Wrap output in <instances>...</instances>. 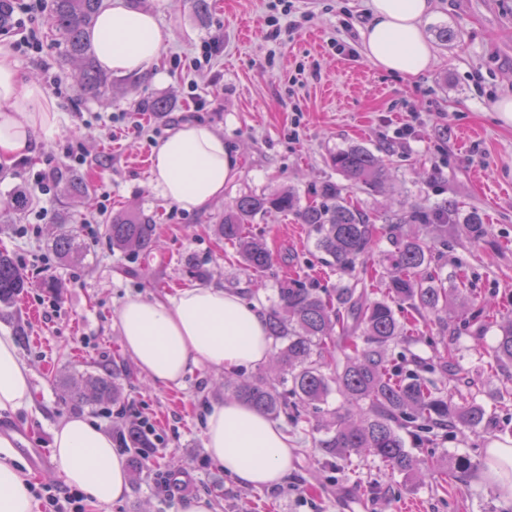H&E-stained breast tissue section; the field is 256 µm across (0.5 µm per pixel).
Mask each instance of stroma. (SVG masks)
<instances>
[{"mask_svg": "<svg viewBox=\"0 0 512 512\" xmlns=\"http://www.w3.org/2000/svg\"><path fill=\"white\" fill-rule=\"evenodd\" d=\"M209 2L201 19L194 0H141V9L172 34L160 61L164 78H113L104 99L80 98L75 67L52 41L47 20L39 22L42 53L16 61L21 76L45 86L60 83L54 99L64 123L59 134L40 140L34 157L11 166L0 181V198L19 185L32 189L44 170L71 168L64 155L70 142L87 156L81 170L91 191L70 204L83 220L81 249L73 258L58 259L50 249L60 222L59 190L35 193L25 216L0 226V250L12 253L34 281L20 304L0 308V333L24 326L27 336L17 346L35 389L31 410L1 413L0 429L21 430L28 446L49 449L51 428L74 413L64 403L66 382L116 360L128 372L123 407H86L82 413L113 434L135 422L153 425L155 448L139 473L130 475L126 499L111 512H178V492L163 486L172 476L210 498L215 512H512L493 477L480 468L487 448L512 443V400L495 403L499 391L512 390V368L482 370L472 338L464 340V358L448 390L495 406L493 425L417 449L438 458L470 455L478 468L462 483L445 491L429 480L407 482L369 459L343 479L324 467L313 432L287 421L283 427L297 445L293 473L284 484L254 489L224 474L204 446L206 410L230 397L223 374L194 371L176 391L152 385L124 352L115 322L128 298L192 286L189 258L208 271L210 282L253 293L261 311L287 278L303 276L314 287L335 290L338 276L322 262L307 225L294 216L272 213L251 224L252 235L278 258L273 272L258 280L216 236L215 226L225 206L245 194L289 188L309 203L323 182L340 181L333 157L352 145L371 149L388 170L381 191L353 194L378 221L450 200L482 215L490 226L484 240H471L463 225L449 227L443 282L454 287L455 265L463 263L499 319L512 318V124L490 109L498 96L512 94V0H433L425 32L436 63L412 80L382 72L364 57L366 0H295L301 25L276 39L269 26L271 0ZM443 28L454 31L452 41L440 40ZM213 35L222 37L223 46L201 76L189 60ZM159 96L171 100L170 112L139 111L140 101ZM188 121L210 124L239 153L237 176L223 198L193 212L169 203L150 185L153 150L169 130ZM122 208L151 215L156 223L155 249L134 263L114 253L102 234L109 213ZM46 278L55 289L42 287ZM470 313L466 299L451 300L447 328L428 327L426 343L414 345V352L429 357L443 350Z\"/></svg>", "mask_w": 512, "mask_h": 512, "instance_id": "35a3bbf8", "label": "stroma"}]
</instances>
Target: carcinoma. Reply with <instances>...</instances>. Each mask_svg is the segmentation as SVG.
<instances>
[{
	"instance_id": "cac0c4a2",
	"label": "carcinoma",
	"mask_w": 512,
	"mask_h": 512,
	"mask_svg": "<svg viewBox=\"0 0 512 512\" xmlns=\"http://www.w3.org/2000/svg\"><path fill=\"white\" fill-rule=\"evenodd\" d=\"M103 0H49L48 23L52 36L63 46L76 66L75 83L83 96L100 98L112 89V78L104 73L94 56L89 31ZM336 170L347 181L323 183L321 202L299 206L291 190L248 194L224 209L218 233L231 245L245 267L262 275L273 266L266 245L247 233L257 216L270 212L291 213L308 225L317 250L328 256L326 264L348 280L335 294L309 288L305 282L289 279L277 289L266 315L269 336L276 352L275 376L263 374L224 379L234 398L277 418L287 416L292 425L312 424L321 434L316 447L325 453V464L347 476L355 473L353 457L370 458L385 470L412 478L434 474L457 480L472 469L463 454L448 456L441 465L426 460L407 448L405 437L434 443L440 432H474L485 429L493 413L476 397L448 396V377L458 365L455 347L433 357L411 351L422 342L407 335L406 325H416L427 315L438 316L448 306V289L439 272L445 239L426 240L417 234L403 235L404 224H421L444 231L463 221L471 239L487 234L482 216L476 211L462 213L452 202L438 208L416 209L391 218L378 228L368 215L354 206L349 193L378 190L385 178L383 161L370 149L355 145L336 152ZM90 183L77 170L68 172L62 187V203L85 196ZM20 188L0 200V214L8 220L31 204ZM385 234L391 249L376 256L377 237ZM104 235L112 250L135 261L156 246L155 225L140 212L116 214L104 224ZM51 250L60 259L79 251L74 216L63 211ZM386 288L374 287L375 281ZM32 282L15 257L0 252V303L12 304ZM471 323L484 330L494 324L483 301L471 299ZM489 368L512 365V322L498 326V336L486 351ZM343 398L333 420L318 422L331 394ZM116 373L106 367L81 375L69 386L67 400L74 406L96 405L105 400L120 402ZM128 448H152L150 437L129 428L120 437Z\"/></svg>"
}]
</instances>
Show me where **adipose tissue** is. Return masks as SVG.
Segmentation results:
<instances>
[{
  "instance_id": "1",
  "label": "adipose tissue",
  "mask_w": 512,
  "mask_h": 512,
  "mask_svg": "<svg viewBox=\"0 0 512 512\" xmlns=\"http://www.w3.org/2000/svg\"><path fill=\"white\" fill-rule=\"evenodd\" d=\"M362 31L365 58L380 71L408 79L430 69L434 51L422 23L431 0H368ZM100 66L115 76L156 66L169 35L149 11L113 0L89 34ZM60 113L39 81L22 78L10 54L0 52V165L32 156L36 136L53 137ZM239 156L209 124L175 127L155 148L151 185L164 199L196 211L224 195ZM123 349L154 384L178 389L187 373H234L265 363L271 340L263 316L239 293L209 284L176 295L128 299L116 313ZM30 369L10 334H0V412L31 408ZM210 460L237 484L272 488L293 469L294 443L274 420L236 401L215 405L203 430ZM52 457L66 483L90 506L123 502L129 492L125 456L96 421L71 416L52 431ZM32 484L10 460H0V512H37Z\"/></svg>"
}]
</instances>
